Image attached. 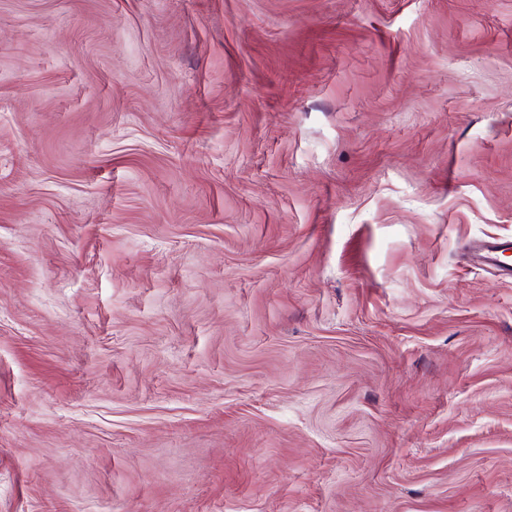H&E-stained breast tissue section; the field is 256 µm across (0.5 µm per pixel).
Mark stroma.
<instances>
[{
	"label": "stroma",
	"mask_w": 512,
	"mask_h": 512,
	"mask_svg": "<svg viewBox=\"0 0 512 512\" xmlns=\"http://www.w3.org/2000/svg\"><path fill=\"white\" fill-rule=\"evenodd\" d=\"M0 512H512V0H0Z\"/></svg>",
	"instance_id": "obj_1"
}]
</instances>
